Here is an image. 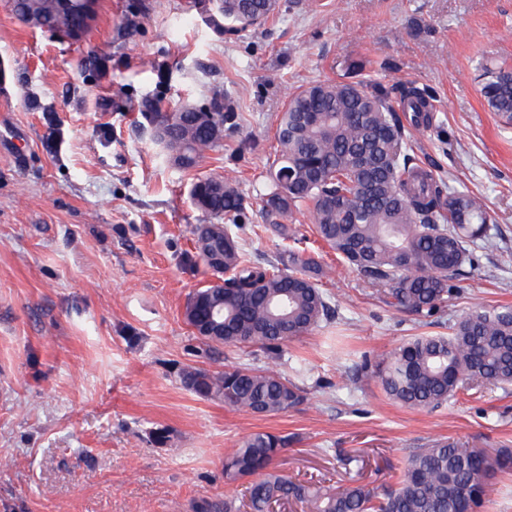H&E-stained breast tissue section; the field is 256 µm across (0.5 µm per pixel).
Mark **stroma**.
Instances as JSON below:
<instances>
[{
	"mask_svg": "<svg viewBox=\"0 0 512 512\" xmlns=\"http://www.w3.org/2000/svg\"><path fill=\"white\" fill-rule=\"evenodd\" d=\"M512 63V0H279L263 25L229 36L199 0H100L77 42L31 28L0 0V512H191L238 496L224 455L248 434L289 436L278 464L293 479L384 487L410 454L445 439L512 451V383L435 410L389 399L364 357L447 332L472 303L512 307V124L489 112L479 63ZM315 80L377 84L397 98L428 90L430 127H408L415 157L491 216L457 294L419 318L386 304L311 234L334 316L289 341L281 359L210 348L184 319L213 279L196 257L197 178L234 180L238 234L259 263L260 193L289 96ZM238 119L190 170L164 160L143 104L208 102ZM297 378L300 407L256 416L205 400L178 374L267 367ZM164 443H156V432Z\"/></svg>",
	"mask_w": 512,
	"mask_h": 512,
	"instance_id": "1",
	"label": "stroma"
}]
</instances>
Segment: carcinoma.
<instances>
[{
    "label": "carcinoma",
    "mask_w": 512,
    "mask_h": 512,
    "mask_svg": "<svg viewBox=\"0 0 512 512\" xmlns=\"http://www.w3.org/2000/svg\"><path fill=\"white\" fill-rule=\"evenodd\" d=\"M209 21L226 33L263 24L279 0H208ZM82 0H14L18 16L52 34L82 26ZM481 95L488 109L512 123V69L481 64ZM431 97L418 87L400 90L410 125L432 123ZM211 114L182 104L146 105L153 136L168 160L183 169L224 142V125L237 113L219 95ZM269 183L262 194L264 232L295 238L284 219L310 206L316 235L342 262L380 288L398 310L430 317L457 292L456 281L471 260L469 246L487 237L488 216L479 198L447 190L418 163L390 97L365 82L319 81L291 94L276 129ZM194 205L215 220L193 230L196 256L222 279L194 292L184 319L194 335L214 347H255L281 357L288 340L330 319V297L318 281L320 261L287 247L275 260L254 261L233 229L245 198L235 181L217 175L197 180ZM383 391L410 407L436 408L478 383H512V308L476 302L446 335L415 337L377 361L368 360ZM181 384L197 396L257 415L285 413L306 400L304 388L268 368L210 371L186 367ZM288 437L253 432L224 454V478L248 480L251 512L294 500L308 512H481L488 480L512 469V453L491 456L444 439L412 454L396 483L379 492L367 484L321 487L286 475L277 458ZM191 512H237L230 497L202 498Z\"/></svg>",
    "instance_id": "obj_1"
}]
</instances>
